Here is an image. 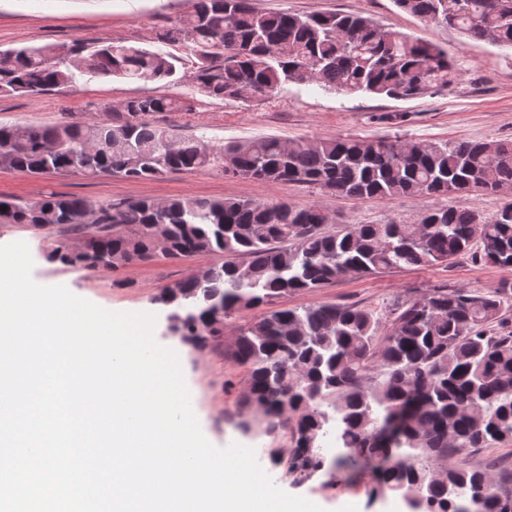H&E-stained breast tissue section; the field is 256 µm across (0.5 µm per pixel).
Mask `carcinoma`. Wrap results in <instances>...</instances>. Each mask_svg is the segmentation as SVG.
<instances>
[{"instance_id": "carcinoma-1", "label": "carcinoma", "mask_w": 512, "mask_h": 512, "mask_svg": "<svg viewBox=\"0 0 512 512\" xmlns=\"http://www.w3.org/2000/svg\"><path fill=\"white\" fill-rule=\"evenodd\" d=\"M394 2L429 24L512 48V0ZM158 38L189 46L192 83L222 100L262 101L290 82L410 99L458 76L447 49L369 16L267 13L251 0H191ZM84 73L162 83L175 75V57L112 41L0 51V95L36 97ZM182 109L160 89L88 120L0 125V169L154 180L218 167L353 199L512 194V140L263 137L215 148L147 120ZM0 224L54 232L47 259L75 271L221 257L151 298L194 350L220 345L224 320L236 313L346 277L446 266L476 242L480 261L512 268L511 200L490 217L461 204L428 209L416 224L335 226L315 206L283 202L173 197L98 207L50 193L0 196ZM511 297L504 283L483 292L430 288L383 315L335 303L271 310L241 326L234 342L248 381L230 421L246 435L290 432V446L269 455L297 482L368 467L373 494H398L409 512H461V500L473 512H512V492L489 472L448 465L451 449L512 442V326L502 313Z\"/></svg>"}]
</instances>
